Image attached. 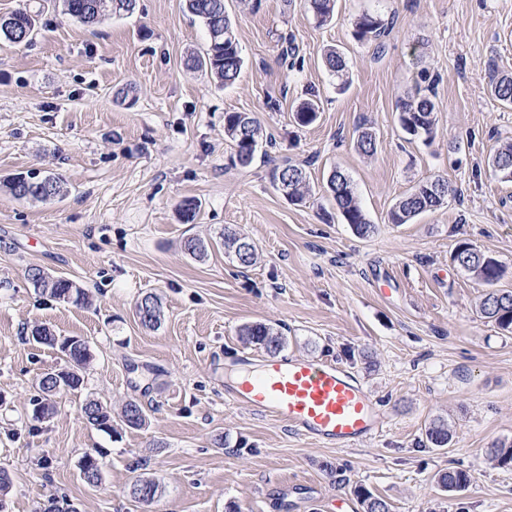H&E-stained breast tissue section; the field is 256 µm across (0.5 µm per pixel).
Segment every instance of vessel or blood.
Instances as JSON below:
<instances>
[{"mask_svg": "<svg viewBox=\"0 0 512 512\" xmlns=\"http://www.w3.org/2000/svg\"><path fill=\"white\" fill-rule=\"evenodd\" d=\"M224 398L324 447L368 443L386 425L364 386L332 362L276 357L225 382Z\"/></svg>", "mask_w": 512, "mask_h": 512, "instance_id": "1", "label": "vessel or blood"}]
</instances>
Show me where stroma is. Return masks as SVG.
<instances>
[{"label": "stroma", "mask_w": 512, "mask_h": 512, "mask_svg": "<svg viewBox=\"0 0 512 512\" xmlns=\"http://www.w3.org/2000/svg\"><path fill=\"white\" fill-rule=\"evenodd\" d=\"M244 65L224 86L191 68L209 34L184 0H139L134 14L83 25L61 0H0V16L36 14L31 43L0 41V181L37 171L62 197L34 202L0 188V512H41L49 499L79 512H362L366 487L392 512H512V469L489 450L512 441V333L482 318L486 284L452 260L467 241L505 268L512 289V183L489 156L512 141V109L489 93L490 73L512 75V0H336L318 24L305 0H225ZM393 19L382 54L353 36L363 12ZM348 62L349 84L322 64ZM431 92L440 106L431 142L406 135L396 104ZM317 98L310 126L293 121ZM254 114L275 137L268 156L239 165L224 116ZM376 136L373 155L355 146ZM302 167L305 202L273 182V163ZM353 180L376 230L355 234L327 190L333 168ZM442 176L448 202L406 224L389 212L422 181ZM198 202L192 222L181 206ZM246 232L259 255L240 267L220 243ZM209 242L206 258L182 248ZM37 266L86 290L85 305L34 290ZM156 294L163 318L141 326L138 298ZM264 322L284 352L345 367L384 413L386 431L356 449L324 448L224 401V359L266 353L240 328ZM43 326L84 339L82 389L32 417L38 382L67 366L32 341ZM112 409L111 432L80 409ZM142 404L146 422L121 411ZM444 420L448 447L427 443ZM102 454L98 486L80 477L84 453ZM470 485L437 486L448 469ZM156 480L153 504L129 494Z\"/></svg>", "instance_id": "stroma-1"}]
</instances>
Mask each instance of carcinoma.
I'll use <instances>...</instances> for the list:
<instances>
[{
  "mask_svg": "<svg viewBox=\"0 0 512 512\" xmlns=\"http://www.w3.org/2000/svg\"><path fill=\"white\" fill-rule=\"evenodd\" d=\"M138 0H63L66 14L75 20L92 25L107 10L114 13L132 14ZM308 8L321 23L332 19L335 0H307ZM189 13L203 22L209 33L207 49L201 56L191 58L192 67L201 69L218 81L231 85L238 79L244 59L236 37L232 20L226 11L224 0H185ZM9 22L0 24V39L15 43H29L33 38L36 20L26 11H18L8 16ZM388 28L379 15L361 14L355 21L354 36L360 42L378 40ZM324 67L341 78L347 68L344 54L336 48L328 50L323 56ZM490 93L503 106L512 108V76L489 75ZM439 105L428 95H417L402 100L397 106L398 120L403 131L425 142L433 137L435 113ZM319 105L309 99L302 103L294 113L299 126H308L317 119ZM224 136L230 140L235 150V159L241 165L250 164L255 155L263 148L264 131L260 122L246 113L230 112L224 116ZM356 149L364 155L376 151V140L372 132H359ZM488 167L502 182H512V142L500 146L488 159ZM296 172L300 178L294 183L290 198L296 202L305 200L308 193L306 173L297 165L285 163L275 167L274 179L278 180L289 172ZM441 177L428 179L417 184L410 192L400 197L394 204L389 220L393 224H406L425 211L436 210L447 203L448 194H439L433 184ZM4 187L17 199L47 201L63 194L61 181L56 176H40L30 173L23 177H12L3 182ZM327 186L336 204V208L345 223L360 237L374 233L371 224L355 195L351 178L342 170H332ZM224 249L233 253L242 267L252 266L257 258V248L253 240L244 232L226 227L222 234ZM454 263L464 272L489 286L479 305L480 314L493 322L498 329L512 333V290L500 289L497 283L505 273L503 265L493 256L476 249L467 241L459 242L453 253ZM34 288L49 294L63 302L82 304L87 299L84 289L65 277H58L52 284L32 282ZM136 315L142 326L154 329L161 324L162 303L155 294H147L137 303ZM242 338L275 356L287 345V337L265 323L247 324L240 331ZM34 342L58 348L71 364V368L61 371L64 385L59 386L52 379L40 380L43 399L51 401L56 395L75 391L83 385V377L77 368L86 364L90 352L86 342L74 336L68 340L46 332ZM87 421L97 429L112 432V409L97 399L88 400L82 406ZM122 418L126 426L135 428L145 424L146 415L143 406L134 400L125 404ZM426 438L434 446L445 448L451 441L448 426L443 422H432L426 429ZM492 460L500 467L512 466V442H502L492 451ZM102 460L91 452L85 453L79 463L81 475L85 481H102ZM470 476L461 470L446 471L438 476L437 483L448 490L468 485ZM357 497L363 512H391L389 503L365 488L357 489Z\"/></svg>",
  "mask_w": 512,
  "mask_h": 512,
  "instance_id": "cac0c4a2",
  "label": "carcinoma"
}]
</instances>
